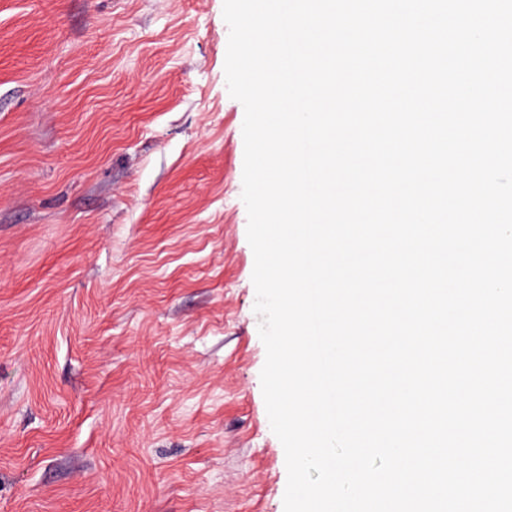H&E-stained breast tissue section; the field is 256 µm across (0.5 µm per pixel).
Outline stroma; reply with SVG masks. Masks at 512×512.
<instances>
[{
	"label": "stroma",
	"instance_id": "1",
	"mask_svg": "<svg viewBox=\"0 0 512 512\" xmlns=\"http://www.w3.org/2000/svg\"><path fill=\"white\" fill-rule=\"evenodd\" d=\"M224 0H0V512H284Z\"/></svg>",
	"mask_w": 512,
	"mask_h": 512
}]
</instances>
